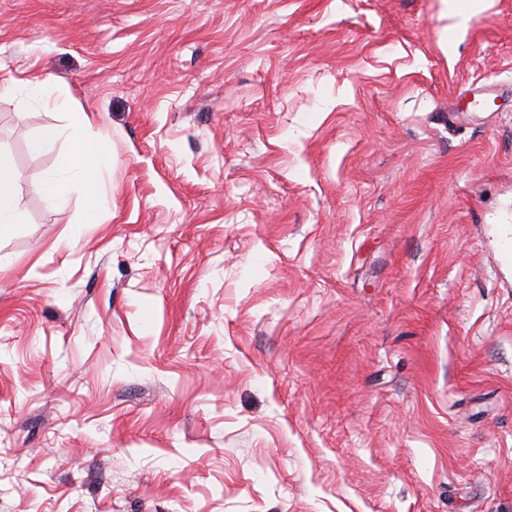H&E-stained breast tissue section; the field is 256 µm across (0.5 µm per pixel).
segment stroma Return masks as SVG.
<instances>
[{
	"mask_svg": "<svg viewBox=\"0 0 512 512\" xmlns=\"http://www.w3.org/2000/svg\"><path fill=\"white\" fill-rule=\"evenodd\" d=\"M0 75V512H512V0H0ZM70 114L67 127L48 129L33 144L35 150H42L61 139L66 143L60 152L57 170L47 180L49 195L60 207L67 204L75 190L93 188L110 162L103 149L82 134L89 125L86 112L71 108ZM21 176L12 171L0 157V232L11 229L26 221L25 211L20 203Z\"/></svg>",
	"mask_w": 512,
	"mask_h": 512,
	"instance_id": "stroma-1",
	"label": "stroma"
}]
</instances>
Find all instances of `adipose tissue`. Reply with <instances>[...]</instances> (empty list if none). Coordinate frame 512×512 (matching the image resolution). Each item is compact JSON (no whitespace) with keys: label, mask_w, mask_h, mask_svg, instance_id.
I'll list each match as a JSON object with an SVG mask.
<instances>
[{"label":"adipose tissue","mask_w":512,"mask_h":512,"mask_svg":"<svg viewBox=\"0 0 512 512\" xmlns=\"http://www.w3.org/2000/svg\"><path fill=\"white\" fill-rule=\"evenodd\" d=\"M67 127L51 128L33 144L41 150L64 141L65 147L59 156L57 169L49 175L47 190L58 206H65L71 194L78 189L93 188L110 159L103 149L86 139L82 131L88 126L89 118L83 110L71 109ZM20 181L18 173L6 163L0 162V232L25 223L26 215L20 203Z\"/></svg>","instance_id":"ef3b65f1"}]
</instances>
